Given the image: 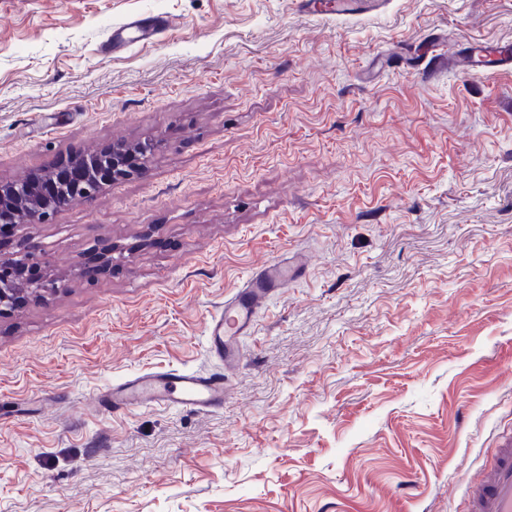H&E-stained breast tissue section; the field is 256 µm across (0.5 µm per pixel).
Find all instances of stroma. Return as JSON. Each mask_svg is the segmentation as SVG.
Masks as SVG:
<instances>
[{"label":"stroma","mask_w":512,"mask_h":512,"mask_svg":"<svg viewBox=\"0 0 512 512\" xmlns=\"http://www.w3.org/2000/svg\"><path fill=\"white\" fill-rule=\"evenodd\" d=\"M352 5L0 0V180L161 143L0 233L65 282L0 317V512H462L512 433V67L454 60L512 46V0ZM149 15L168 31L104 51ZM299 254L223 410L95 406L210 367V317ZM511 58L507 47L503 50H488L479 47L469 55L466 65L462 69L470 75L483 76L512 65Z\"/></svg>","instance_id":"obj_1"}]
</instances>
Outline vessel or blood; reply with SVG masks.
<instances>
[{"label":"vessel or blood","instance_id":"b4317fda","mask_svg":"<svg viewBox=\"0 0 512 512\" xmlns=\"http://www.w3.org/2000/svg\"><path fill=\"white\" fill-rule=\"evenodd\" d=\"M510 65L512 53L508 50L481 47L469 55L464 70L482 76ZM301 270L300 263L276 261L253 271L223 310L211 316L206 348L214 369H170L135 375L98 393V406L115 414L147 406L206 412L223 409L224 370L239 360L238 338L251 333L266 301ZM464 512H512V436H502L489 465L469 479Z\"/></svg>","mask_w":512,"mask_h":512}]
</instances>
